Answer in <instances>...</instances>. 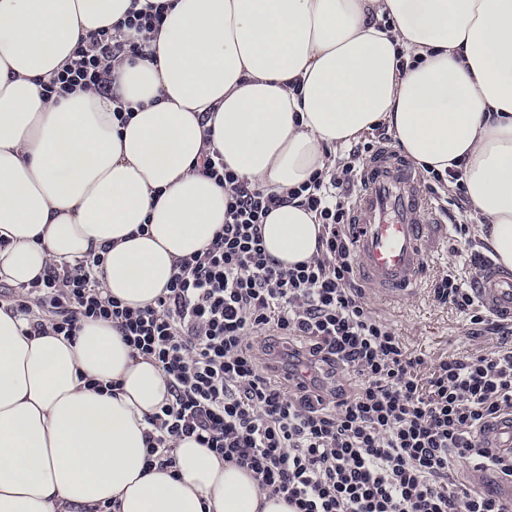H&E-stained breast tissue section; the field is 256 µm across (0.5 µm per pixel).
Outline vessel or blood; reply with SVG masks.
Listing matches in <instances>:
<instances>
[{"label": "vessel or blood", "instance_id": "b4317fda", "mask_svg": "<svg viewBox=\"0 0 512 512\" xmlns=\"http://www.w3.org/2000/svg\"><path fill=\"white\" fill-rule=\"evenodd\" d=\"M359 183L350 226L357 277L382 297L406 298L422 287L426 258L442 227L431 217L418 174L389 144H380L367 157ZM474 285L479 304L491 316L512 323V273L486 265L477 270ZM480 439L512 455V414L492 421Z\"/></svg>", "mask_w": 512, "mask_h": 512}]
</instances>
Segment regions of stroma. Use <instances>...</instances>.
I'll return each mask as SVG.
<instances>
[{
    "mask_svg": "<svg viewBox=\"0 0 512 512\" xmlns=\"http://www.w3.org/2000/svg\"><path fill=\"white\" fill-rule=\"evenodd\" d=\"M457 238L448 229L440 248L428 258V277L411 299L379 301L365 294L367 305L402 337L408 349L431 364L451 356L481 355L500 347L501 336L471 330L463 314L449 304L435 301L434 282L443 272L453 271L463 283H470L475 270L460 255L453 253Z\"/></svg>",
    "mask_w": 512,
    "mask_h": 512,
    "instance_id": "35a3bbf8",
    "label": "stroma"
}]
</instances>
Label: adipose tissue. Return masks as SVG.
I'll list each match as a JSON object with an SVG mask.
<instances>
[{"mask_svg": "<svg viewBox=\"0 0 512 512\" xmlns=\"http://www.w3.org/2000/svg\"><path fill=\"white\" fill-rule=\"evenodd\" d=\"M171 3L144 58L114 69L111 98L48 101L79 38L131 0H0L1 281L101 253L104 290L151 303L224 222L223 187L195 168L205 147L283 193L379 124L416 165L461 171L482 239L512 270V0ZM116 97L135 109L127 125ZM321 230L292 201L267 217L264 246L288 268ZM27 328L0 304V512H292L190 438L175 467L146 468V417L167 386L110 322L84 321L72 341Z\"/></svg>", "mask_w": 512, "mask_h": 512, "instance_id": "1", "label": "adipose tissue"}]
</instances>
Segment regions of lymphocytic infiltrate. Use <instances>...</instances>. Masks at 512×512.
<instances>
[{
  "instance_id": "f902f5d3",
  "label": "lymphocytic infiltrate",
  "mask_w": 512,
  "mask_h": 512,
  "mask_svg": "<svg viewBox=\"0 0 512 512\" xmlns=\"http://www.w3.org/2000/svg\"><path fill=\"white\" fill-rule=\"evenodd\" d=\"M164 11L133 8L123 24L80 39L44 97L108 94L116 64L143 54L125 30L154 32ZM375 147L356 144L341 167L286 196L206 151L200 171L224 187V223L203 251L178 260L150 304L134 309L104 294L99 254L48 267L27 288L2 285L0 297L31 335L72 341L83 321L103 319L133 353L154 359L168 397L147 418L148 465L175 467L179 442L192 437L294 512H512L455 478L466 463L512 479V457L479 438L512 412V348L426 366L371 311L355 278L352 190ZM291 199L322 231L316 256L285 269L267 254L262 224ZM433 296L474 330L512 335L454 275L437 279Z\"/></svg>"
}]
</instances>
